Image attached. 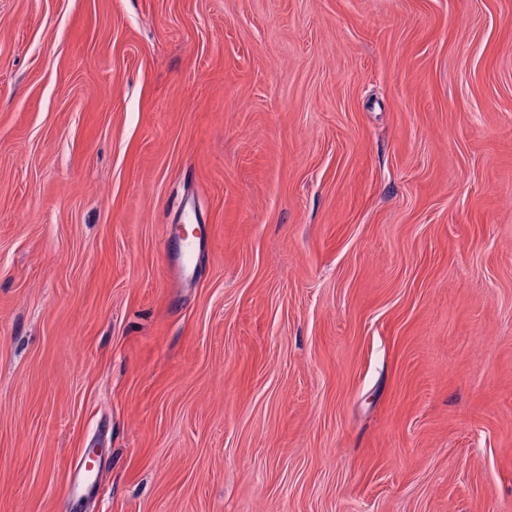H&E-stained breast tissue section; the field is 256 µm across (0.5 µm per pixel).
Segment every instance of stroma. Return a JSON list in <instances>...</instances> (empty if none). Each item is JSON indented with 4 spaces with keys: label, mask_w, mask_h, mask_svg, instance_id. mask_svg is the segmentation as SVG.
<instances>
[{
    "label": "stroma",
    "mask_w": 512,
    "mask_h": 512,
    "mask_svg": "<svg viewBox=\"0 0 512 512\" xmlns=\"http://www.w3.org/2000/svg\"><path fill=\"white\" fill-rule=\"evenodd\" d=\"M0 512H512V0H0Z\"/></svg>",
    "instance_id": "35a3bbf8"
}]
</instances>
